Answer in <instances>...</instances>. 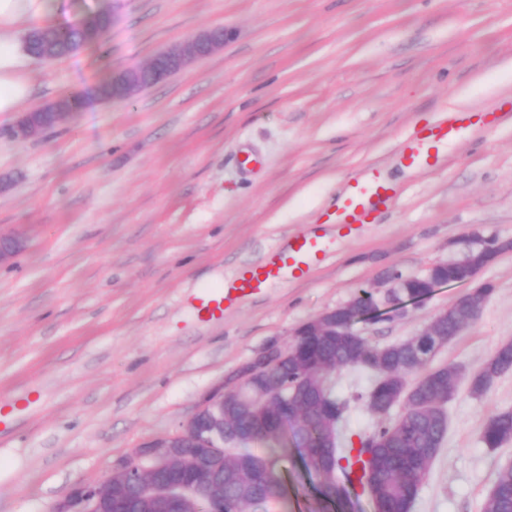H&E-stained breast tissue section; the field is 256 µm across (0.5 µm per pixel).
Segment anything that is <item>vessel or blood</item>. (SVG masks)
<instances>
[{
  "label": "vessel or blood",
  "instance_id": "obj_1",
  "mask_svg": "<svg viewBox=\"0 0 512 512\" xmlns=\"http://www.w3.org/2000/svg\"><path fill=\"white\" fill-rule=\"evenodd\" d=\"M504 118L500 112L458 109L433 124L412 130L401 141L399 161L409 169L439 168L442 149L464 138L475 127L489 129ZM398 188L379 169H365L350 180L345 197L327 210L326 221L336 228L339 238H354L397 200ZM327 236L300 233L270 251L260 262L240 267L223 287L199 291L194 309L200 321L222 318L239 299L262 293L271 284L306 276L326 255Z\"/></svg>",
  "mask_w": 512,
  "mask_h": 512
}]
</instances>
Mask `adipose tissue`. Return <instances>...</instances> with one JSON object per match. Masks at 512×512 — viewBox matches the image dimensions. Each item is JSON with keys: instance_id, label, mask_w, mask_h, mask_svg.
<instances>
[{"instance_id": "obj_1", "label": "adipose tissue", "mask_w": 512, "mask_h": 512, "mask_svg": "<svg viewBox=\"0 0 512 512\" xmlns=\"http://www.w3.org/2000/svg\"><path fill=\"white\" fill-rule=\"evenodd\" d=\"M51 11V0H0V112H19L30 98L34 58L26 35Z\"/></svg>"}]
</instances>
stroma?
I'll return each mask as SVG.
<instances>
[{
    "instance_id": "35a3bbf8",
    "label": "stroma",
    "mask_w": 512,
    "mask_h": 512,
    "mask_svg": "<svg viewBox=\"0 0 512 512\" xmlns=\"http://www.w3.org/2000/svg\"><path fill=\"white\" fill-rule=\"evenodd\" d=\"M111 7L112 27L76 53L35 62V109L221 26L224 46L141 93L79 112L24 143L0 113V232L30 227L0 266V401L32 394L0 423V512H53L76 484L173 433L204 396L269 342L424 273L477 239H512V121L450 144L439 169L400 165L414 127L512 93V0H56L50 23ZM264 160L248 172L241 149ZM374 166L399 188L393 208L301 281L275 283L223 319L193 298L288 237L324 226L349 178ZM478 322L434 358L471 375L512 340V252L483 267ZM435 289L404 318L358 324L373 346L421 331L467 294ZM445 443L412 512H483L512 441L480 430L512 410V371L486 393L460 383ZM285 493L268 512H323L297 452L279 461Z\"/></svg>"
}]
</instances>
